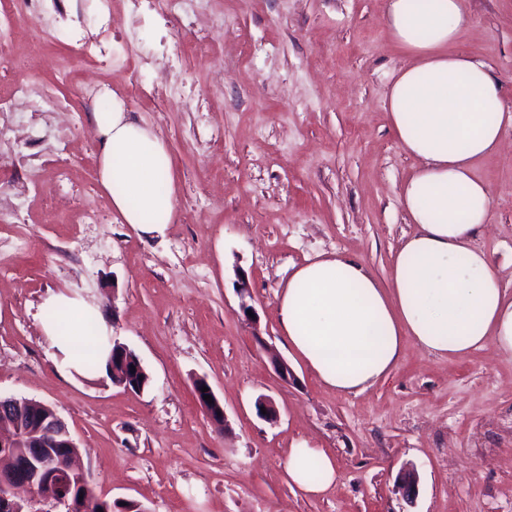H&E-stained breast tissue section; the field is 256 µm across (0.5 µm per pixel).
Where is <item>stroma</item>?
<instances>
[{"instance_id": "1", "label": "stroma", "mask_w": 512, "mask_h": 512, "mask_svg": "<svg viewBox=\"0 0 512 512\" xmlns=\"http://www.w3.org/2000/svg\"><path fill=\"white\" fill-rule=\"evenodd\" d=\"M96 2L44 0V54L0 77V97L24 78L57 82L64 68L121 96L138 77L143 93L128 110L169 150L176 217L157 239L120 222L98 182L89 107L66 152L56 101L36 95L0 115V394L54 408L97 493L144 512H404L397 479L408 464L419 478L413 512H512V358L487 346L448 359L409 339L387 378L342 395L290 356L277 325L276 293L307 259L344 251L383 281L414 230L400 187L418 161L385 108L407 62L386 0H189L187 26L148 0H112L111 62L69 57L57 37L94 34ZM464 12L456 48L491 67L512 110V0H465ZM200 38L208 57L192 51ZM479 173L491 212L475 244L512 289L511 126ZM86 210L97 223L82 222ZM57 291L100 308L113 341L149 373L148 390L60 374L38 320ZM276 355L294 381L279 378ZM200 378L227 429L201 409ZM262 395L276 421L257 415ZM301 442L336 460L340 479L324 495L286 482L282 464ZM197 384L195 385V392L197 394V400L199 402L200 407L204 410L206 416L211 421V423L217 427H225L226 426V415L224 412V407L222 406L220 400L217 398L215 393L213 392L210 385L206 382V380L200 378L196 380ZM195 382V383H196ZM206 386L208 388L207 392H202V387ZM203 395H210L212 397V403L204 400ZM211 408L215 409L219 416V421H217L213 414Z\"/></svg>"}]
</instances>
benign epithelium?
Returning <instances> with one entry per match:
<instances>
[{"mask_svg": "<svg viewBox=\"0 0 512 512\" xmlns=\"http://www.w3.org/2000/svg\"><path fill=\"white\" fill-rule=\"evenodd\" d=\"M207 385L206 380L200 378L195 385V392L200 407L204 410L211 423L217 427L226 426V415L220 400L213 390L202 392ZM212 396V401L204 400L203 395ZM28 406V412L37 413L41 417L39 437L33 440V451L7 470L0 468V512H24L28 504L17 496V491L23 489L28 496H35L36 484L43 476L53 478L60 475L53 448H75L77 442L59 418L57 413L49 406L36 401H21L14 397L0 396V415L4 411L19 407L20 403ZM399 488L403 500L411 505L418 493V481L414 468L406 467L399 475Z\"/></svg>", "mask_w": 512, "mask_h": 512, "instance_id": "obj_1", "label": "benign epithelium"}]
</instances>
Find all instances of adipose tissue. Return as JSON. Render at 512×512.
I'll return each mask as SVG.
<instances>
[{"instance_id":"ef3b65f1","label":"adipose tissue","mask_w":512,"mask_h":512,"mask_svg":"<svg viewBox=\"0 0 512 512\" xmlns=\"http://www.w3.org/2000/svg\"><path fill=\"white\" fill-rule=\"evenodd\" d=\"M463 0H387L386 26L408 57L386 99L402 149L419 161L401 190L415 230L381 284L358 258L319 254L295 268L276 294L281 334L329 389L358 394L396 366L405 338L436 356L463 358L490 345L512 356V291L498 265L472 242L491 211L478 163L496 153L512 110L483 61L450 52L464 25ZM101 139L98 181L123 223L161 236L174 220L170 158L153 128L133 121L120 97L93 115ZM48 305L66 322L41 329L64 376L83 373L74 344L92 337L99 364L112 345L100 309L66 292ZM302 495L320 496L340 478L333 455L300 443L284 463Z\"/></svg>"}]
</instances>
